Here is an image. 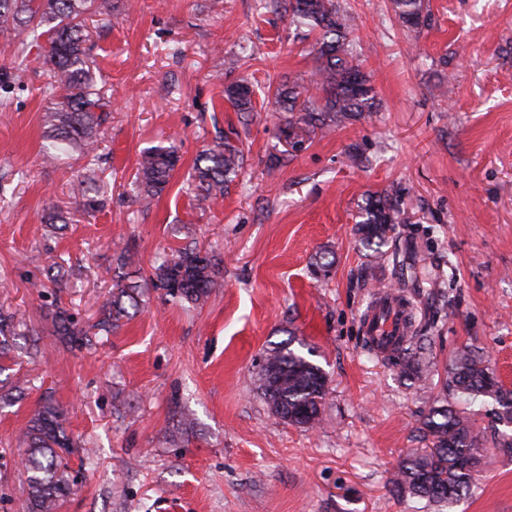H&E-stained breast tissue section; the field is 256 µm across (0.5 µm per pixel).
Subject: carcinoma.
Masks as SVG:
<instances>
[{"mask_svg":"<svg viewBox=\"0 0 512 512\" xmlns=\"http://www.w3.org/2000/svg\"><path fill=\"white\" fill-rule=\"evenodd\" d=\"M111 0H0V39L24 43V35L40 33L46 38L43 63L50 72L51 101L44 117L45 157L61 155L85 159L97 148L100 128L107 119V103L92 72L84 23L86 16L107 7ZM276 6L299 26L318 34L317 65L313 87L319 103L297 110L303 88L290 81L277 86L273 116L284 124L286 143L296 150L303 144V127L324 133L340 125L370 117L377 110L374 84L358 62L350 39L355 17L339 0H276ZM395 14L409 29L426 19L427 0H392ZM224 102L245 116L256 111L254 86L244 79L224 83ZM236 133L220 135L195 159L191 179L196 198L216 205L224 191L242 173L243 156ZM181 156L161 143L143 149L137 159L136 196L141 200L161 195L180 166ZM105 187L86 175L74 187L77 208L89 218L104 207ZM404 221L397 198L381 192L358 205L354 234L380 258L395 225ZM112 298L108 308L93 323H85L63 302L58 290L67 285L73 270L50 267L45 280L31 283L41 291L52 285L55 292L45 317L52 333L64 345L86 348L104 332L110 333L136 309L143 289L150 288L172 299L202 304L216 287L223 269L221 260L195 246L171 248L159 258L149 277L135 279V256L126 246L113 250ZM27 323L16 311L0 308V372L13 362V337ZM427 337L401 349V374L421 379L427 365L420 356ZM260 387L271 412L290 425L308 428L319 420L328 390L323 369L281 344L267 352L260 370ZM445 387L453 396L493 406L496 421L512 425V389L505 387L470 350L458 351L450 360ZM64 411L52 395L42 398L28 421L22 441L26 445L24 468L28 494L22 512H59L70 493L69 461L77 452L72 436L62 426ZM420 430L431 447L402 460L390 484L399 495L408 494L429 503L451 504L468 489L480 464L479 433L472 420L448 401H434L422 416Z\"/></svg>","mask_w":512,"mask_h":512,"instance_id":"cac0c4a2","label":"carcinoma"}]
</instances>
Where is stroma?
I'll return each instance as SVG.
<instances>
[{
    "label": "stroma",
    "mask_w": 512,
    "mask_h": 512,
    "mask_svg": "<svg viewBox=\"0 0 512 512\" xmlns=\"http://www.w3.org/2000/svg\"><path fill=\"white\" fill-rule=\"evenodd\" d=\"M351 37L379 108L285 150L270 99L251 118L224 101L222 77L266 86L306 83L316 36L258 0H112L86 22L90 62L110 102L96 176L109 200L96 221L73 210L85 160L42 162L49 72L42 41H0V306L25 314L17 401L0 410V512L26 497L20 437L45 394L66 411L83 450L60 512H512V454L496 448L489 407L468 405L481 463L456 503L439 508L389 484L400 461L426 447L420 419L452 355L479 350L512 389V0H429L431 17L402 26L390 0H343ZM235 130L244 173L224 201L198 208L188 180L216 130ZM175 146L168 189L132 195L142 148ZM386 192L405 212L372 258L353 227L358 204ZM72 213L62 232L43 224ZM143 272L165 247L215 252L223 276L202 305L146 292L131 319L69 351L53 336L30 281L54 263L83 273L62 297L84 318L110 296L115 242ZM327 253L328 275L311 262ZM402 292L426 336V380L402 377L371 351L362 316L374 297ZM295 340L328 375L320 422L285 423L259 389L267 349Z\"/></svg>",
    "instance_id": "35a3bbf8"
}]
</instances>
